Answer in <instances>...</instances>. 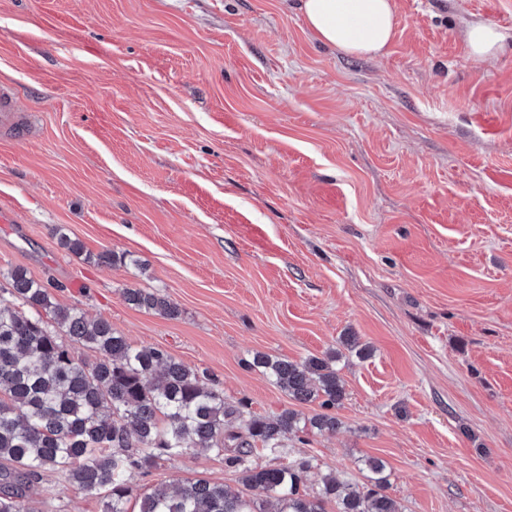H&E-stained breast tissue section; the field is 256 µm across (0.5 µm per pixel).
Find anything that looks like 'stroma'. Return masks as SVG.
<instances>
[{"label":"stroma","instance_id":"1","mask_svg":"<svg viewBox=\"0 0 512 512\" xmlns=\"http://www.w3.org/2000/svg\"><path fill=\"white\" fill-rule=\"evenodd\" d=\"M384 56L317 41L290 0H0V288L166 350L257 416L312 415L246 366L335 351L336 435L300 453L363 483L382 459L406 512H512V0H394ZM64 226L93 265L59 247ZM150 288L181 311L128 305ZM357 337L360 357L340 342ZM236 485L215 455L135 479ZM35 512H102L44 473ZM464 37L470 54L484 58L504 47L509 35L481 20H470L464 26ZM17 107L16 95L9 84H0V128L23 131L24 118Z\"/></svg>","mask_w":512,"mask_h":512}]
</instances>
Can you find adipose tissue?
<instances>
[{
  "label": "adipose tissue",
  "mask_w": 512,
  "mask_h": 512,
  "mask_svg": "<svg viewBox=\"0 0 512 512\" xmlns=\"http://www.w3.org/2000/svg\"><path fill=\"white\" fill-rule=\"evenodd\" d=\"M315 38L349 55L377 57L395 32L393 0H298Z\"/></svg>",
  "instance_id": "1"
}]
</instances>
